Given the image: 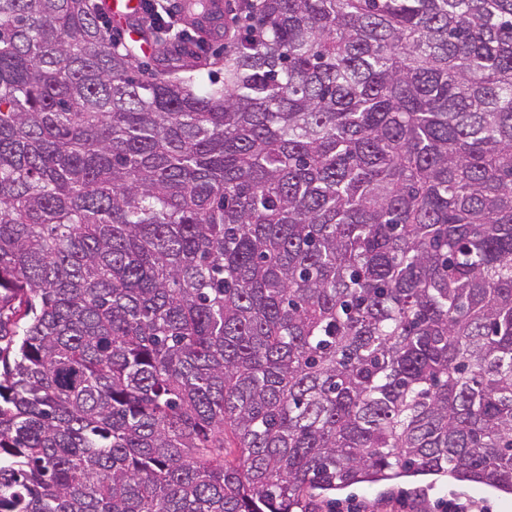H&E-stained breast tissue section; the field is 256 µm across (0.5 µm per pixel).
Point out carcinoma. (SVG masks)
<instances>
[{
    "label": "carcinoma",
    "mask_w": 512,
    "mask_h": 512,
    "mask_svg": "<svg viewBox=\"0 0 512 512\" xmlns=\"http://www.w3.org/2000/svg\"><path fill=\"white\" fill-rule=\"evenodd\" d=\"M235 8L0 0V512L512 493V0ZM92 3L101 4L102 5V16L104 20L109 23V28L112 29V37H118L121 39L122 43L125 47L131 46L126 37L123 38L120 32L117 30L116 26L112 24V21L107 16V11L112 17V20L118 24H126L127 29V37L132 40H135L137 37L136 30L131 27V22L136 20L141 12L142 8V0H108L107 8L106 1L107 0H91ZM104 5V8H103ZM167 1V2H164ZM159 1L161 4H163L165 7H169L170 9L176 11L179 15L181 27L180 32L181 35L184 36V38L180 41H167L168 43H162L158 40L157 36L158 34L154 32L151 28L144 27L145 30H147L150 33V40L155 44V52L153 55H151V48L149 46V50L143 52L137 48V52H134L136 55V58L140 62H150L153 65H157L160 69V65H158L157 62L153 60L157 55L166 53V50L170 48V45L172 43H181L183 46L184 44L186 46H191L190 44L197 45L200 47L203 51L199 50L198 48H194L200 55H204L207 52H211L214 49H217L224 45V25L225 28L228 30L229 34L233 33V27H232V17L233 13H236V11L233 12H227L230 10L228 7V4H230L233 8L234 3L237 2V0H214L212 2V9L214 14L221 15L223 11V3L226 8V13L224 14V17L222 19V29L219 35L215 37H208L204 34L194 32L192 29L188 28L184 21L183 17L181 15L180 9L178 7L181 0H164ZM160 3L153 4L152 1L146 0L145 1V8H144V19L147 22V24L158 31H164V35L166 37H173L176 36L179 33L178 30V20L175 14H173L169 10L163 9L162 5ZM161 9L163 11V14L159 12L158 9ZM223 35V36H221ZM171 43V44H170ZM190 43V44H188ZM333 502L330 504L321 502L325 510L334 509L336 506L346 510L347 505L361 503L369 510L358 508L349 512H374L370 509L378 505H387V510L401 512L409 510L403 505L414 498H419L426 512H436L446 501H456L471 504L472 510H460L459 507L450 506L452 512H512V495L495 491L480 485L461 484L451 479L434 480L433 477L406 478L388 484H358L336 491L328 495ZM387 510H375L376 512Z\"/></svg>",
    "instance_id": "cac0c4a2"
}]
</instances>
